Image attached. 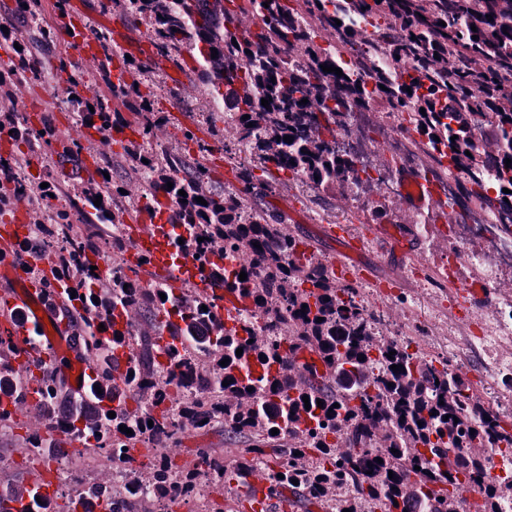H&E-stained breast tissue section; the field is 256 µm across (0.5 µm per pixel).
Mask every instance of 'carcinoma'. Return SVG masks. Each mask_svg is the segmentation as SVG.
Returning <instances> with one entry per match:
<instances>
[{"mask_svg": "<svg viewBox=\"0 0 512 512\" xmlns=\"http://www.w3.org/2000/svg\"><path fill=\"white\" fill-rule=\"evenodd\" d=\"M108 4L124 17L139 15L147 21L156 54L174 58L185 50L197 52L196 70L209 86L211 102L229 117L226 125L237 145L257 160L262 172L273 167L314 190L339 186L351 191L355 160L328 142L336 137L339 91L345 98L371 97L389 115L409 109L407 133L425 138L423 152L457 172L459 192L512 214V166L505 167V159L512 160V81L504 79L512 74V0H303L299 10L285 0ZM350 13L374 20L382 29V48L393 58L411 60L410 68L378 73L369 89L323 71L324 65L344 72L359 65L356 55L346 62L338 52L317 46L311 35L316 27L337 30L344 47L353 50L361 33L348 26ZM16 15L23 16V25L13 23ZM242 15L251 17L245 33L239 31ZM78 36L96 42L98 80L111 96L79 94L67 109L80 127L101 135L106 150L89 153L94 171L65 185L44 173L28 178L29 194L11 197L0 184V216L22 200L31 204L36 195L46 201L61 188L82 215L84 227L78 232L72 229L71 214L53 218L46 237L56 250L55 264L44 294L50 302L65 299L61 310L66 328L81 337L94 378L78 395L59 376L55 354L36 360V375L28 366L14 365L24 348L0 340V420H12L17 410L28 408L40 428L54 423L68 431L83 424L112 460L139 442L177 445L185 430L217 421L224 423L228 437L245 439L247 446L231 468L207 448L197 450L190 467L176 466L168 455L155 459L135 472V481L153 486L165 501L134 493L124 512H169L170 505L190 497L197 481L222 487L229 472L247 487V464L255 459L264 463L259 472L267 497L281 502L288 490L293 506L316 500L326 512H360L362 503L367 512L409 507L413 512H469L455 492L466 486L481 496L477 512H502L503 502L512 499V470L493 480L487 463L493 454L512 457V431L494 405L448 363L439 369L399 348L395 340L375 335L371 325L377 317L359 305L360 288L341 283L330 265L288 233L280 217L259 206L249 192L254 168H239L238 179L247 188L219 193L206 186V167L198 159L167 150L156 160L150 146L165 118L155 109L153 88L141 82L113 84L112 65L120 52L111 37L87 27L71 34ZM62 41L58 23L44 19L42 0H15L13 8L0 3V53L6 55L0 58V136L9 143L5 154L18 165L29 164L32 155L47 147L60 146V156L85 166L81 139L59 140L47 113L39 114L41 130L33 137L9 134L15 129V89L36 85L48 66L77 82L80 66L59 51ZM301 47L307 64L298 70L290 55ZM304 98L308 103H301ZM263 99L269 107L261 105ZM114 100L137 116L132 136L123 140L107 135L125 125L112 109ZM477 128L485 136L480 145L473 142ZM285 135L293 141L277 140ZM147 170L153 175V191L164 192L174 203L167 221L190 228L186 244L196 247L201 265L210 266L212 288L239 294L266 319L243 320L239 330L228 328L218 315L219 296L214 293L196 288L176 293L164 284L125 290L91 273L102 246L123 251L122 239L103 238L99 224L108 219L123 224L136 214L127 202L141 197L136 182ZM106 172L117 175L120 183L103 196L101 186L111 184ZM43 182L49 186L40 187ZM504 188L511 193L502 192ZM181 190L187 196L179 195ZM198 197L206 204L198 203ZM242 271L244 281L239 280ZM164 330L171 341H163ZM196 345L209 356L199 370L186 357V350ZM125 349L133 357L121 391L113 371L116 353ZM304 350L314 358L300 360ZM391 351L395 355L390 359ZM226 358L229 362L220 365ZM254 363L270 371L255 378L249 374ZM393 365L400 370L391 369ZM170 386L187 398L176 418L165 406ZM61 401L69 409L59 419ZM110 411L116 416L108 417ZM448 414L452 418L447 420ZM121 425L133 434L120 431ZM273 428L279 429L274 436ZM393 448L398 453H391ZM379 458L383 463H377ZM87 485L97 506L109 505L107 485ZM38 496L39 484L26 485L0 470V512H39Z\"/></svg>", "mask_w": 512, "mask_h": 512, "instance_id": "obj_1", "label": "carcinoma"}]
</instances>
